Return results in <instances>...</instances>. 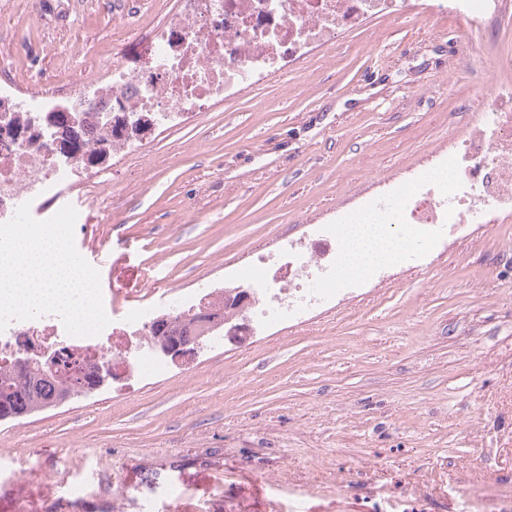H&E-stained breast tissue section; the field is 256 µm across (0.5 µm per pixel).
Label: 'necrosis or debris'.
I'll return each instance as SVG.
<instances>
[{
    "instance_id": "necrosis-or-debris-1",
    "label": "necrosis or debris",
    "mask_w": 512,
    "mask_h": 512,
    "mask_svg": "<svg viewBox=\"0 0 512 512\" xmlns=\"http://www.w3.org/2000/svg\"><path fill=\"white\" fill-rule=\"evenodd\" d=\"M405 0H177L165 26L112 64V75L80 85L69 105L15 96L0 76V223L21 205L45 220L68 203L71 190L101 176L113 155L135 148L158 125L181 124L185 113L232 98L264 82L315 46L335 44L367 17L387 15ZM434 9L495 25L512 0H433ZM498 103L474 120L436 167L396 183L363 202L362 214L390 231L429 245L440 225L495 222L512 217V83L498 87ZM339 243L326 229L308 246H289L288 260L258 259L241 274L252 293L258 324L296 313L336 288ZM109 324L96 336L67 334L59 316L14 320L0 333V368L30 347L53 344L87 362L112 364V383L163 372L166 364L146 342L154 327L188 318L182 302L129 311L107 308Z\"/></svg>"
}]
</instances>
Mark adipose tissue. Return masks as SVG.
<instances>
[{
  "label": "adipose tissue",
  "mask_w": 512,
  "mask_h": 512,
  "mask_svg": "<svg viewBox=\"0 0 512 512\" xmlns=\"http://www.w3.org/2000/svg\"><path fill=\"white\" fill-rule=\"evenodd\" d=\"M344 243L340 273L344 276H361L370 266L399 250L408 247L409 242L387 233L382 225L369 221L347 224L341 230Z\"/></svg>",
  "instance_id": "ef3b65f1"
}]
</instances>
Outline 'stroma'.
<instances>
[{"mask_svg": "<svg viewBox=\"0 0 512 512\" xmlns=\"http://www.w3.org/2000/svg\"><path fill=\"white\" fill-rule=\"evenodd\" d=\"M0 0V70L48 95L102 76L175 0ZM369 17L285 74L113 160L75 246L136 307L233 286L257 256L432 168L512 82L496 29ZM337 278L321 306L194 360L0 422V512H512V221ZM83 498L63 505L61 485Z\"/></svg>", "mask_w": 512, "mask_h": 512, "instance_id": "1", "label": "stroma"}]
</instances>
